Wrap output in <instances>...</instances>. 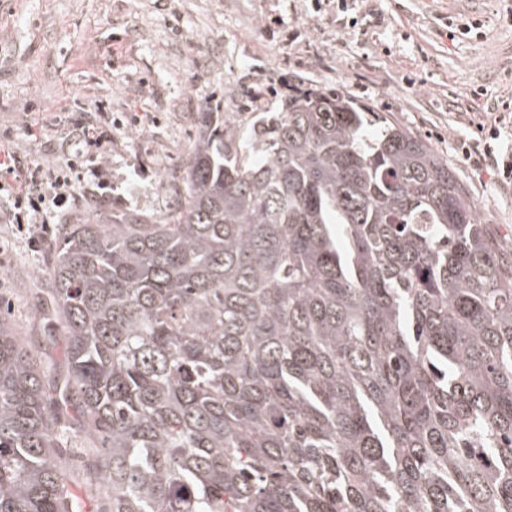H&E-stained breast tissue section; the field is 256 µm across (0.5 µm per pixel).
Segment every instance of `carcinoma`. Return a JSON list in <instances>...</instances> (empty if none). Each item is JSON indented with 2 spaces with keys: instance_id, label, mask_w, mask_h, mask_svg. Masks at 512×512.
I'll return each instance as SVG.
<instances>
[{
  "instance_id": "cac0c4a2",
  "label": "carcinoma",
  "mask_w": 512,
  "mask_h": 512,
  "mask_svg": "<svg viewBox=\"0 0 512 512\" xmlns=\"http://www.w3.org/2000/svg\"><path fill=\"white\" fill-rule=\"evenodd\" d=\"M164 218L60 224L0 320V512H512V249L418 136L298 87L201 112ZM75 439L72 443L61 445V458L65 462L67 468L70 470V486L75 495L83 499L86 503L85 510L89 512H96L98 509L105 506V501L100 497H92L90 485L86 482L81 469L80 456L78 451L73 450Z\"/></svg>"
}]
</instances>
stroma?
<instances>
[{
  "label": "stroma",
  "mask_w": 512,
  "mask_h": 512,
  "mask_svg": "<svg viewBox=\"0 0 512 512\" xmlns=\"http://www.w3.org/2000/svg\"><path fill=\"white\" fill-rule=\"evenodd\" d=\"M350 2L341 13L336 0H0V146L53 169L78 149L75 119L111 126V192L79 187L60 223L162 214L180 198L199 113L248 128L299 76L425 140L512 246V186L462 154L476 122L512 103V0ZM470 22L480 34L451 35ZM38 233L18 228L0 192V313L27 340L41 325Z\"/></svg>",
  "instance_id": "35a3bbf8"
}]
</instances>
